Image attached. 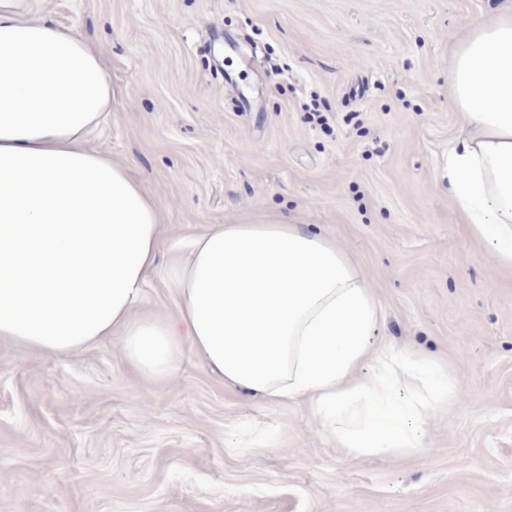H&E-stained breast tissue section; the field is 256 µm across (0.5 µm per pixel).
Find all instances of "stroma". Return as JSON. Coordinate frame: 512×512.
<instances>
[{
  "label": "stroma",
  "instance_id": "35a3bbf8",
  "mask_svg": "<svg viewBox=\"0 0 512 512\" xmlns=\"http://www.w3.org/2000/svg\"><path fill=\"white\" fill-rule=\"evenodd\" d=\"M505 0H38L99 47L92 148L158 201L143 303L213 224L326 231L383 308L375 339L445 362L421 445L352 459L305 406L129 368L115 335L47 357L0 343V512H512V269L440 172L462 115L452 48Z\"/></svg>",
  "mask_w": 512,
  "mask_h": 512
}]
</instances>
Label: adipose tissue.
<instances>
[{
  "label": "adipose tissue",
  "instance_id": "1",
  "mask_svg": "<svg viewBox=\"0 0 512 512\" xmlns=\"http://www.w3.org/2000/svg\"><path fill=\"white\" fill-rule=\"evenodd\" d=\"M35 2L0 0V341L57 356L118 332L140 373L175 379L194 352L227 386L304 404L350 456L420 447L418 425L454 395L448 371L373 344L381 304L324 232L214 225L172 273L177 317L136 316L160 207L89 149L111 80L91 41ZM449 95L464 124L442 177L471 235L512 267V0L455 43Z\"/></svg>",
  "mask_w": 512,
  "mask_h": 512
}]
</instances>
